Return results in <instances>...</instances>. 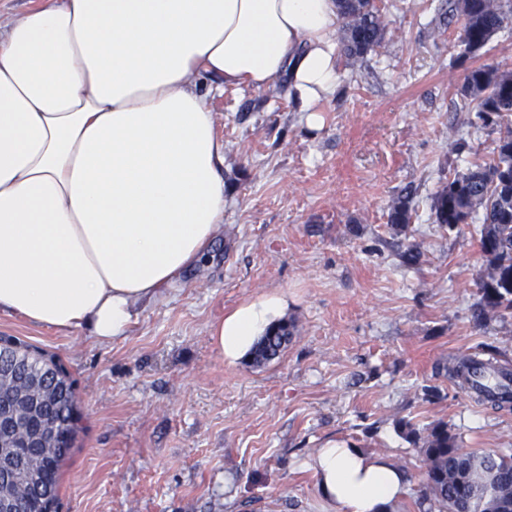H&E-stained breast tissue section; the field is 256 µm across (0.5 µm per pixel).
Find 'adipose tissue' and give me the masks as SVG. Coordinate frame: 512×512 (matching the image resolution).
I'll list each match as a JSON object with an SVG mask.
<instances>
[{
	"label": "adipose tissue",
	"mask_w": 512,
	"mask_h": 512,
	"mask_svg": "<svg viewBox=\"0 0 512 512\" xmlns=\"http://www.w3.org/2000/svg\"><path fill=\"white\" fill-rule=\"evenodd\" d=\"M336 0H57L0 34V311L124 336L223 229L214 91L289 73L309 124L339 82ZM285 308L240 307L213 337L249 351ZM330 512H390L392 457L328 441L309 461Z\"/></svg>",
	"instance_id": "ef3b65f1"
}]
</instances>
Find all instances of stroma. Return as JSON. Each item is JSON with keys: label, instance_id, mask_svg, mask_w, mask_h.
Listing matches in <instances>:
<instances>
[{"label": "stroma", "instance_id": "obj_1", "mask_svg": "<svg viewBox=\"0 0 512 512\" xmlns=\"http://www.w3.org/2000/svg\"><path fill=\"white\" fill-rule=\"evenodd\" d=\"M382 2L384 44L341 64L318 126L284 76L213 94L224 232L124 338L0 312V336L56 355L75 383L81 429L57 512H328L308 460L330 439L390 455L408 478L391 512H429L400 420L444 421L462 448L512 453V406L474 403L444 370L488 345L512 371V320L475 325L478 236L433 224L430 210L441 179L490 153L499 130L458 106L461 24L434 33L441 0ZM409 185L408 236L423 251L412 268L387 224ZM268 296L296 325L288 347L261 368L226 358L214 326Z\"/></svg>", "mask_w": 512, "mask_h": 512}]
</instances>
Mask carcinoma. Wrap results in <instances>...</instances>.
<instances>
[{"label":"carcinoma","mask_w":512,"mask_h":512,"mask_svg":"<svg viewBox=\"0 0 512 512\" xmlns=\"http://www.w3.org/2000/svg\"><path fill=\"white\" fill-rule=\"evenodd\" d=\"M343 33V52L356 61L380 48L385 24L376 0H337ZM444 15L462 19L460 65L464 66L460 94L463 107L475 108L484 126L499 127L491 156L475 162L442 183L432 198L433 223L450 231L482 216L478 229L484 257L476 286L480 301L474 320L512 317V70L491 63L468 66L492 38L512 23V0H448ZM413 192L404 189L393 199L388 224L398 234L412 223ZM295 329L281 320L254 343L247 363L261 367L285 350ZM41 385L33 389L30 379ZM0 390L24 391L35 412H18L15 437L24 442L38 419L57 423L59 433L75 439L79 415L74 381L61 361L19 340L0 338ZM402 434L420 449L423 484L421 498L437 512H512V454L493 449L467 451L448 424L437 422L419 429L407 421ZM69 449L19 448L8 471L0 472V487L14 497L23 512H56L58 472Z\"/></svg>","instance_id":"1"}]
</instances>
